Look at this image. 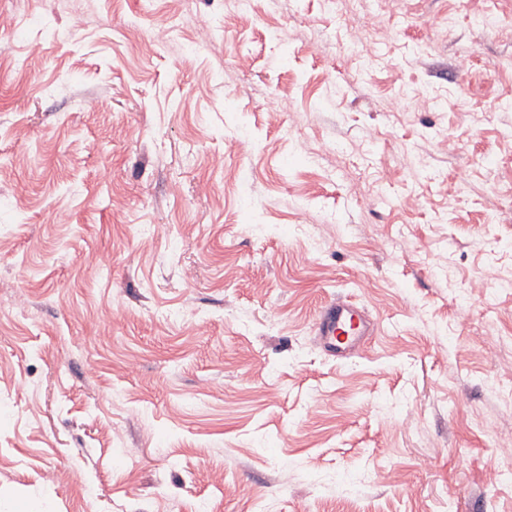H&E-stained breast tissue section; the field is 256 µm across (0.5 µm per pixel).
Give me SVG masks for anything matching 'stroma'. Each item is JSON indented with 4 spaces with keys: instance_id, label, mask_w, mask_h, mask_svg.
<instances>
[{
    "instance_id": "35a3bbf8",
    "label": "stroma",
    "mask_w": 512,
    "mask_h": 512,
    "mask_svg": "<svg viewBox=\"0 0 512 512\" xmlns=\"http://www.w3.org/2000/svg\"><path fill=\"white\" fill-rule=\"evenodd\" d=\"M0 51V512H512V0H0ZM313 330L323 350L338 359L358 352L373 334V323L367 313L354 303L333 300L317 310Z\"/></svg>"
}]
</instances>
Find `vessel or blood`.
I'll return each mask as SVG.
<instances>
[{
  "instance_id": "obj_1",
  "label": "vessel or blood",
  "mask_w": 512,
  "mask_h": 512,
  "mask_svg": "<svg viewBox=\"0 0 512 512\" xmlns=\"http://www.w3.org/2000/svg\"><path fill=\"white\" fill-rule=\"evenodd\" d=\"M313 330L323 350L342 359L362 349L373 333V324L367 313L356 304L333 300L319 307Z\"/></svg>"
}]
</instances>
